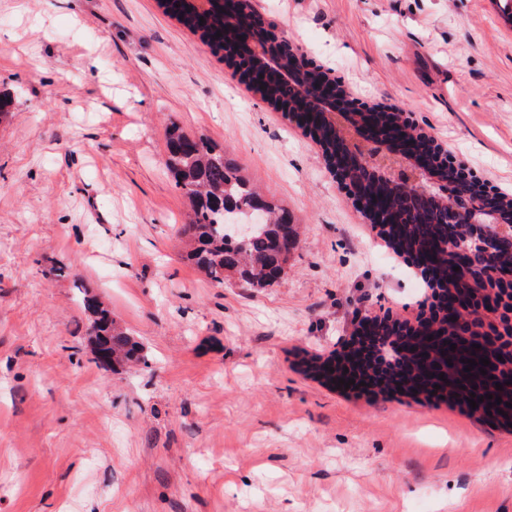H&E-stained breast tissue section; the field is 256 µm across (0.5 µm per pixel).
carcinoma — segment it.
<instances>
[{
  "label": "carcinoma",
  "instance_id": "1",
  "mask_svg": "<svg viewBox=\"0 0 512 512\" xmlns=\"http://www.w3.org/2000/svg\"><path fill=\"white\" fill-rule=\"evenodd\" d=\"M163 13L175 18L190 32L199 35L202 42L215 45V51L224 52V63L230 69L244 75L256 73L259 79L250 82V90L272 108L284 112H299L309 109L306 99L295 89L284 83L277 75L264 71L265 56L252 55L248 62L237 60L233 48L238 34L235 25L216 15L208 26L200 24V16L187 0H158ZM221 36H216V33ZM400 121V111L393 108L381 110L380 132L386 135ZM311 139L319 145L324 157H334L343 141L331 125L321 124L310 132ZM421 150L427 160L430 175L437 181L457 182V174L448 168L433 166L431 140L418 134ZM166 165L172 172L176 186L189 200V222L179 229V234L187 237L186 257L217 287L224 286V278L234 276L249 287L270 285L280 279L283 268L273 266L272 253L281 240L292 241L299 236L288 210L270 199L264 200L265 209L274 215L272 224H256L251 237L243 242L232 231L235 224L246 223L251 217L259 198L249 178L226 159L207 138L191 137L185 134L176 123H171L166 140ZM366 189L373 194L388 197L390 206L399 212L402 201L384 179L371 180ZM462 234L460 224L448 223L447 208L435 201L415 211L406 213L403 223L383 237L388 248L395 254L410 258L419 253L432 239L442 238L448 233ZM484 279V271L475 269L464 278H457L440 284L448 289V295L479 305L473 295L478 281ZM83 307L87 324L96 325L100 344L112 354V363L125 365H148L142 344L123 329L113 318L112 311L95 296H84ZM502 389H496V385ZM441 391L423 396L407 388L405 395L426 400L435 398L459 406L471 414H479L484 420L502 427L512 424V387L498 378L475 377L472 387L462 386L450 380L440 384ZM490 394L502 402L494 404L490 410L471 408L468 399L471 394Z\"/></svg>",
  "mask_w": 512,
  "mask_h": 512
}]
</instances>
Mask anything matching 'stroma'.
<instances>
[{
	"instance_id": "obj_1",
	"label": "stroma",
	"mask_w": 512,
	"mask_h": 512,
	"mask_svg": "<svg viewBox=\"0 0 512 512\" xmlns=\"http://www.w3.org/2000/svg\"><path fill=\"white\" fill-rule=\"evenodd\" d=\"M351 96L512 191L496 0H255ZM97 67L86 70V56ZM0 512H512V429L306 364L430 293L309 136L157 0H0ZM212 140L302 224L279 282L184 258L166 133ZM97 295L149 367L96 363Z\"/></svg>"
}]
</instances>
